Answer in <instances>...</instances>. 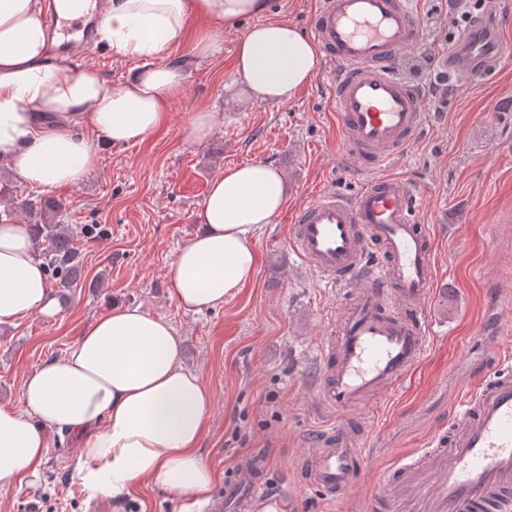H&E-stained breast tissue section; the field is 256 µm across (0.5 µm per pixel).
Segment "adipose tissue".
I'll list each match as a JSON object with an SVG mask.
<instances>
[{
    "instance_id": "ef3b65f1",
    "label": "adipose tissue",
    "mask_w": 512,
    "mask_h": 512,
    "mask_svg": "<svg viewBox=\"0 0 512 512\" xmlns=\"http://www.w3.org/2000/svg\"><path fill=\"white\" fill-rule=\"evenodd\" d=\"M74 19L90 0H0V163L33 188L80 186L98 164V143H140L163 127L190 70L222 51L217 30L253 24L237 45L234 70L259 102L285 103L317 74V46L285 21L265 19L266 0H110L99 26L114 53L141 59L120 82L74 67L50 51L48 8ZM200 26L188 55L167 60L190 22ZM90 127L94 138L82 134ZM286 201L284 179L257 161L212 180L197 212L202 226L170 263L180 309L201 313L250 283L257 232ZM60 305L36 250L35 227L0 223V327ZM181 338L169 321L137 307L96 317L64 356L31 370L22 406H0V490L36 479L46 461L48 428L77 444V476L92 493L118 497L144 478L168 492L208 496L217 478L201 459L210 389L180 361Z\"/></svg>"
}]
</instances>
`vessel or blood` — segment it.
<instances>
[{"label": "vessel or blood", "mask_w": 512, "mask_h": 512, "mask_svg": "<svg viewBox=\"0 0 512 512\" xmlns=\"http://www.w3.org/2000/svg\"><path fill=\"white\" fill-rule=\"evenodd\" d=\"M310 36L331 68L329 99L348 150L363 169L383 167L425 126L421 88L401 71L422 36L416 0H321ZM512 51L501 27L462 35L441 60L450 75L484 81ZM419 186L380 177L350 198L311 194L289 246L318 276L350 296L321 347L318 401L335 417L303 460L305 481L325 498L346 497L365 471L375 401L393 392L429 351L426 302L437 286L434 239L418 209ZM389 512H512V367L459 396L447 431L418 464L375 472ZM288 484L230 476L201 512H302Z\"/></svg>", "instance_id": "obj_1"}]
</instances>
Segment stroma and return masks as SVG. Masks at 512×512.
I'll use <instances>...</instances> for the list:
<instances>
[{"instance_id":"1","label":"stroma","mask_w":512,"mask_h":512,"mask_svg":"<svg viewBox=\"0 0 512 512\" xmlns=\"http://www.w3.org/2000/svg\"><path fill=\"white\" fill-rule=\"evenodd\" d=\"M419 9L423 35L408 51L409 67L430 121L385 167L364 170L345 150L323 76L284 104L243 95L234 74L239 29L218 31L223 54L191 70L163 129L138 144L100 146L97 167L79 187L40 191L0 167V185L11 190L0 203L56 202L52 219L68 225L82 263L59 318L34 313L0 330V405L19 406L24 375L63 355L93 318L115 304L138 306L178 328L184 365L213 394L210 430L199 446L220 476L213 493L223 492L224 476L243 459L258 464L260 478L299 489L303 512H370L379 497L370 472L419 460L470 384L472 363L490 370L512 358V58L477 86L448 79L428 61L447 54L483 14L500 16L512 38V0H420ZM69 58L114 81L136 65L98 41ZM202 109L223 113L224 122L195 144L186 128ZM255 161L277 167L286 187L282 211L257 235L256 275L221 308L183 313L170 297L167 269L199 229L196 212L210 182ZM383 176L424 189L422 218L434 235L439 278L427 304L431 349L411 378L381 399L367 422L368 474L332 503L304 484L300 469L331 419L317 402L320 349L349 291L298 258L289 227L312 191L350 197ZM490 288L508 322L489 340L477 329ZM49 442L38 479L0 492V512H194L195 499L151 480L117 500L92 495L76 475L71 437L53 430Z\"/></svg>"}]
</instances>
